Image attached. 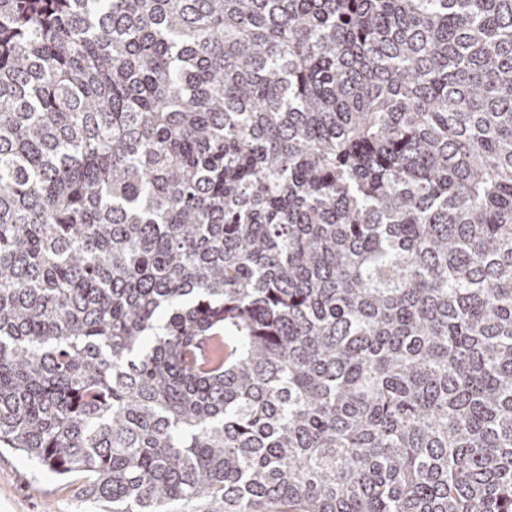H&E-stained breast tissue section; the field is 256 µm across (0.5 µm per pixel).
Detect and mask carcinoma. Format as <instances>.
I'll return each instance as SVG.
<instances>
[{
  "instance_id": "cac0c4a2",
  "label": "carcinoma",
  "mask_w": 512,
  "mask_h": 512,
  "mask_svg": "<svg viewBox=\"0 0 512 512\" xmlns=\"http://www.w3.org/2000/svg\"><path fill=\"white\" fill-rule=\"evenodd\" d=\"M0 448L512 512V0H0Z\"/></svg>"
}]
</instances>
